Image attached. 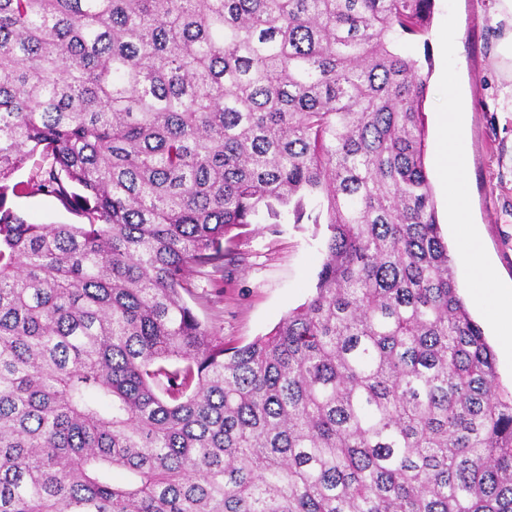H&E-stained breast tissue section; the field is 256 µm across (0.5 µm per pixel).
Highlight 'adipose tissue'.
Returning <instances> with one entry per match:
<instances>
[{"mask_svg":"<svg viewBox=\"0 0 512 512\" xmlns=\"http://www.w3.org/2000/svg\"><path fill=\"white\" fill-rule=\"evenodd\" d=\"M448 89V113L438 119L440 142L437 150V164L444 174V197L451 223H467V202L463 181L467 169L465 140L462 121V107L456 85L446 80ZM457 258L468 271L469 295L471 299L485 306L490 317L500 329L499 339L505 359L512 361V295L504 296L496 288L490 268L481 254V243L477 235L462 236Z\"/></svg>","mask_w":512,"mask_h":512,"instance_id":"obj_1","label":"adipose tissue"}]
</instances>
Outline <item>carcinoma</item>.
I'll use <instances>...</instances> for the list:
<instances>
[{
    "label": "carcinoma",
    "instance_id": "obj_1",
    "mask_svg": "<svg viewBox=\"0 0 512 512\" xmlns=\"http://www.w3.org/2000/svg\"><path fill=\"white\" fill-rule=\"evenodd\" d=\"M434 8L0 0V512H512V391L425 166L431 48H398ZM285 213L327 224L315 293L226 348L182 293ZM7 206L17 211L29 223L80 224L83 222L75 211L64 207L59 200L51 196L9 197Z\"/></svg>",
    "mask_w": 512,
    "mask_h": 512
}]
</instances>
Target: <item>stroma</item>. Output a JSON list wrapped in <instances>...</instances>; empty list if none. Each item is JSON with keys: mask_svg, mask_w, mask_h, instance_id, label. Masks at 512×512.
I'll return each instance as SVG.
<instances>
[{"mask_svg": "<svg viewBox=\"0 0 512 512\" xmlns=\"http://www.w3.org/2000/svg\"><path fill=\"white\" fill-rule=\"evenodd\" d=\"M494 0H436L426 41L406 52H431L432 69L424 103L428 151H435L436 124L447 99L442 70L457 82L465 112L467 182L471 228L483 243L484 258L504 292L512 291V108L496 58L502 29L492 20ZM9 207L34 224H77L81 218L51 196L12 197ZM323 224L251 225L238 237V265L215 287L208 271L194 273L187 302L225 345L243 346L267 334L289 310L315 292L323 260Z\"/></svg>", "mask_w": 512, "mask_h": 512, "instance_id": "stroma-1", "label": "stroma"}]
</instances>
